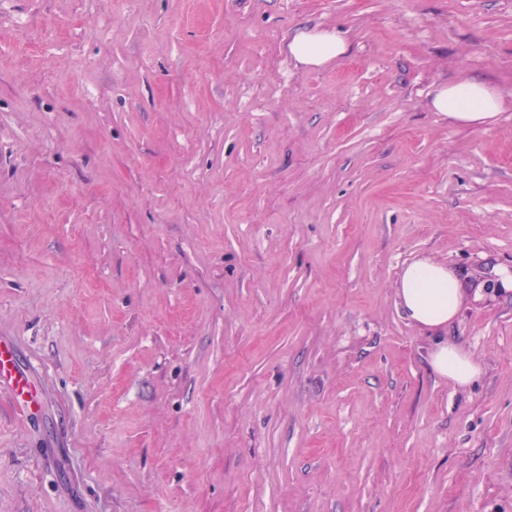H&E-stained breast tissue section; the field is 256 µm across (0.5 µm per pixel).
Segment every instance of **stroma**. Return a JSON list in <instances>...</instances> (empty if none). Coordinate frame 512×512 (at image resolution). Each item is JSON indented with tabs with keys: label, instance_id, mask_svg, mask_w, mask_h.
<instances>
[{
	"label": "stroma",
	"instance_id": "35a3bbf8",
	"mask_svg": "<svg viewBox=\"0 0 512 512\" xmlns=\"http://www.w3.org/2000/svg\"><path fill=\"white\" fill-rule=\"evenodd\" d=\"M349 52L317 68L301 26ZM472 77L480 125L433 110ZM469 288L456 386L398 306ZM512 0H0V512H512ZM349 45L336 32L318 27L296 30L288 41V52L297 65L318 68L344 56ZM503 95L480 78L450 83L435 92L432 105L437 112L465 124H483L498 114ZM465 284L448 264L428 257L406 265L397 282V297L407 318L421 328L442 331L457 316ZM7 384L24 412L36 403V394L28 379L15 368L14 351L10 344L0 341V385Z\"/></svg>",
	"mask_w": 512,
	"mask_h": 512
}]
</instances>
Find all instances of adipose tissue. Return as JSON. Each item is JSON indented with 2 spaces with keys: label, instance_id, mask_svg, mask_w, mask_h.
<instances>
[{
  "label": "adipose tissue",
  "instance_id": "obj_1",
  "mask_svg": "<svg viewBox=\"0 0 512 512\" xmlns=\"http://www.w3.org/2000/svg\"><path fill=\"white\" fill-rule=\"evenodd\" d=\"M349 45L335 32L316 27L296 30L288 41V52L298 65L318 68L344 56ZM503 95L474 77L437 89L432 105L454 121L483 124L498 114ZM465 295V284L448 264L423 257L406 265L397 282V297L407 318L419 327L436 331L430 364L440 376L454 384L469 386L481 373V365L443 332L457 316Z\"/></svg>",
  "mask_w": 512,
  "mask_h": 512
}]
</instances>
